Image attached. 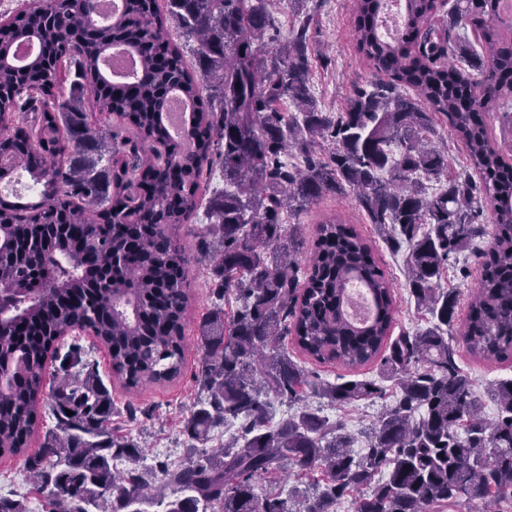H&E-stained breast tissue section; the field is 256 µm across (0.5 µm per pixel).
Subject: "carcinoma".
<instances>
[{
  "label": "carcinoma",
  "instance_id": "obj_1",
  "mask_svg": "<svg viewBox=\"0 0 512 512\" xmlns=\"http://www.w3.org/2000/svg\"><path fill=\"white\" fill-rule=\"evenodd\" d=\"M98 2L32 0L0 22V155L13 159L0 180L17 167L39 186L37 201L0 197V286L8 289L0 455L26 447L40 418L44 361L73 328L107 347L129 391L180 374L190 270L178 230L217 165L224 189L209 200L214 242H203L217 288L200 325L202 395L181 422L189 457L175 469L158 464L156 474L145 467L139 446L112 432V398L74 344L49 394L54 428L26 464L48 512H336L359 491L356 512H432L464 498L493 512L512 503V379L495 383L496 414L487 419L448 336L458 292L441 286L451 261L487 234L480 218L490 209L494 243L477 254L481 279L463 336L473 356L511 360L512 148L502 150L487 122L512 97V28L503 27L501 0H454L436 39L428 26L445 3L405 0L392 40L379 31L385 0H354L355 47L377 80L342 112L313 94L307 10L277 47L281 0H124L108 26L96 21ZM172 24L196 43L194 65L173 42ZM458 27L482 49L465 70L445 61ZM30 39L40 49L19 67L14 47ZM115 44L137 57V82L105 78L102 59ZM72 60L78 70L66 92ZM172 92L191 113L179 138L163 119ZM114 115L133 136L113 134L97 158H77L83 143L112 131ZM440 123L479 180L450 173L448 149L429 140ZM293 153L302 164H288ZM431 181L441 184L432 194ZM348 190L390 247L407 251V286L430 315L426 329L392 336L391 282L354 225L323 220L307 265L295 261L289 215ZM352 280L372 297L364 326L344 313ZM288 336L320 362L382 358L398 391L363 454L350 449L340 419L306 406L270 417L272 395L292 403L311 392L334 406L387 395L374 381L312 379L288 355ZM239 418L232 441L197 447ZM283 464L294 476L320 474L312 491L257 492Z\"/></svg>",
  "mask_w": 512,
  "mask_h": 512
}]
</instances>
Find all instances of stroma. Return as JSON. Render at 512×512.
Listing matches in <instances>:
<instances>
[{"mask_svg": "<svg viewBox=\"0 0 512 512\" xmlns=\"http://www.w3.org/2000/svg\"><path fill=\"white\" fill-rule=\"evenodd\" d=\"M353 0H322L317 8L312 25V46L314 50L330 60L329 66H315L313 72L314 92L318 101L328 109L342 111L355 88L365 86L375 79L374 70L360 57L354 44ZM336 213L370 241L380 264L389 272L396 296L394 333H415L424 327L426 316L420 312L413 298L408 294L405 283V255L392 251L382 231L367 223L358 210L353 195L346 194L322 199L311 209L292 214L290 221L295 224L305 239H312L319 222L325 215ZM210 219L206 208H199L191 223L182 225L179 236L184 247L191 272L188 290V327L185 338V361L182 372L175 380L150 385L138 391H128L121 380L112 372L107 348L93 336L74 331L61 337L57 342L56 357L48 358L42 377L45 389H52L61 373V358L70 344H79L87 359L95 362L99 375L112 395L115 413L112 429L115 434L137 442L142 451L144 465H154L162 460L175 466L183 462L186 453L185 438L180 431L181 420L191 410L198 396L194 381L203 355L198 335V326L204 315L212 308L211 292L215 282L211 276V261L200 248L206 239ZM480 266L475 262L472 251L463 252L454 267L448 269L442 280L443 287L457 289L461 302L457 309L451 342L461 354L460 364L473 382L477 395L485 397L488 389L497 381L512 378V363L499 364L493 361L477 360L466 352L463 343V325L467 316L466 303L478 285ZM297 362L309 371L315 372L328 383L347 380L382 381L379 363H367L348 368L338 362L319 364L298 356ZM307 404L322 410L331 418L344 421L352 437L354 453H363L366 448V434L377 421L383 407L382 400H360L345 408L327 406L317 398L308 399ZM486 417H493L495 406L487 401L484 406ZM54 421L50 415H43L24 453L0 457V496L25 499L28 512H46L47 503L43 495L34 493L27 476L26 462L38 455L47 430Z\"/></svg>", "mask_w": 512, "mask_h": 512, "instance_id": "35a3bbf8", "label": "stroma"}]
</instances>
